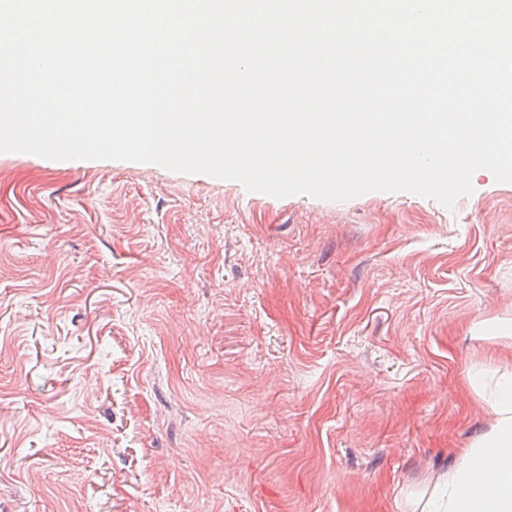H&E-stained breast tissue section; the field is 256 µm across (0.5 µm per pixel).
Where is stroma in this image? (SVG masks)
Returning a JSON list of instances; mask_svg holds the SVG:
<instances>
[{"label":"stroma","mask_w":512,"mask_h":512,"mask_svg":"<svg viewBox=\"0 0 512 512\" xmlns=\"http://www.w3.org/2000/svg\"><path fill=\"white\" fill-rule=\"evenodd\" d=\"M274 198L0 154V512H412L512 347V184Z\"/></svg>","instance_id":"1"}]
</instances>
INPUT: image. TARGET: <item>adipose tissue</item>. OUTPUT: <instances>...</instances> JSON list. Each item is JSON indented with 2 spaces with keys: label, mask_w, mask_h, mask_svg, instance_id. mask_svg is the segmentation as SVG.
Returning a JSON list of instances; mask_svg holds the SVG:
<instances>
[{
  "label": "adipose tissue",
  "mask_w": 512,
  "mask_h": 512,
  "mask_svg": "<svg viewBox=\"0 0 512 512\" xmlns=\"http://www.w3.org/2000/svg\"><path fill=\"white\" fill-rule=\"evenodd\" d=\"M486 428L438 472L417 512H512V370L468 372Z\"/></svg>",
  "instance_id": "obj_1"
}]
</instances>
